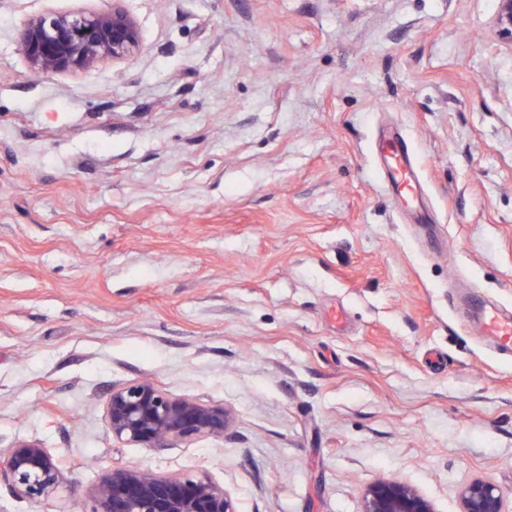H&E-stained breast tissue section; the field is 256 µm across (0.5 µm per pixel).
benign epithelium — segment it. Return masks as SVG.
<instances>
[{
  "mask_svg": "<svg viewBox=\"0 0 512 512\" xmlns=\"http://www.w3.org/2000/svg\"><path fill=\"white\" fill-rule=\"evenodd\" d=\"M493 30L512 46V0H498ZM21 51L37 75L84 68L100 60L127 59L141 47L139 27L123 0L96 14H40L26 25ZM112 438L144 448H161L173 440L199 436L222 438L232 414L222 405H203L192 398L162 392L151 380L112 390L106 402ZM9 477L15 493L35 504L46 502L60 483L59 460L35 440L0 449V475ZM83 512H238L236 502L200 471L170 476L149 468H115L89 494ZM362 512H435L430 500L396 479L368 487ZM460 512H506L501 491L475 480L460 493Z\"/></svg>",
  "mask_w": 512,
  "mask_h": 512,
  "instance_id": "obj_1",
  "label": "benign epithelium"
}]
</instances>
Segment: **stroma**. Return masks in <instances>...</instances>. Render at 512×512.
<instances>
[{"label":"stroma","mask_w":512,"mask_h":512,"mask_svg":"<svg viewBox=\"0 0 512 512\" xmlns=\"http://www.w3.org/2000/svg\"><path fill=\"white\" fill-rule=\"evenodd\" d=\"M0 0V448L63 459L37 505L107 471H206L240 512H361L393 475L512 512V356L451 299L512 311V47L497 0H125L141 50L35 74L43 13ZM414 152L432 228L385 189ZM149 378L234 414L223 437L113 439L107 393ZM493 30L498 39L512 47V0H498ZM383 174L397 198H406L416 188L417 174L406 139L393 132L385 137L380 149ZM460 512H507L501 491L492 483L475 480L460 493Z\"/></svg>","instance_id":"obj_1"}]
</instances>
